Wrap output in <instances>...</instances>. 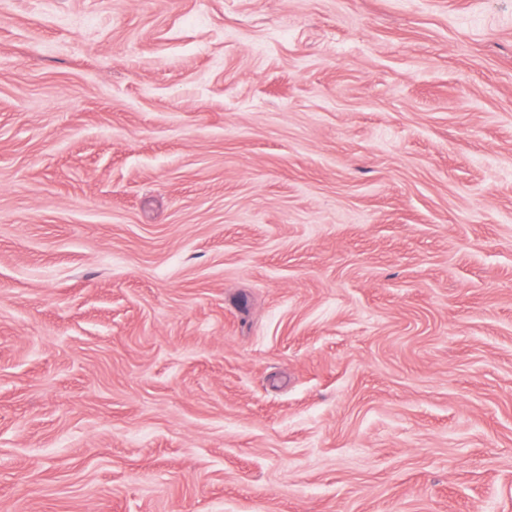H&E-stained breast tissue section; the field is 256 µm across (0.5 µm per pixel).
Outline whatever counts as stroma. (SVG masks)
I'll list each match as a JSON object with an SVG mask.
<instances>
[{
    "label": "stroma",
    "instance_id": "1",
    "mask_svg": "<svg viewBox=\"0 0 512 512\" xmlns=\"http://www.w3.org/2000/svg\"><path fill=\"white\" fill-rule=\"evenodd\" d=\"M0 512H512V0H0Z\"/></svg>",
    "mask_w": 512,
    "mask_h": 512
}]
</instances>
